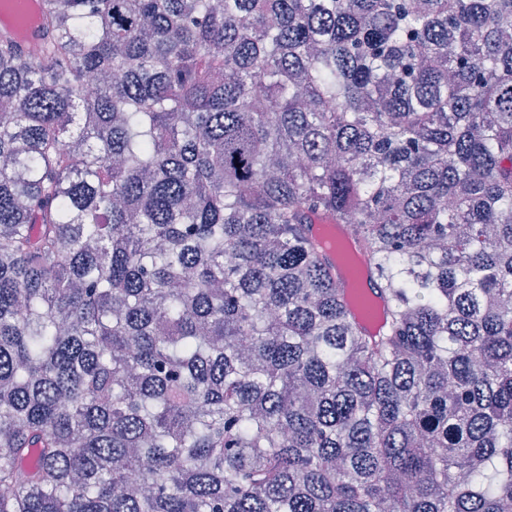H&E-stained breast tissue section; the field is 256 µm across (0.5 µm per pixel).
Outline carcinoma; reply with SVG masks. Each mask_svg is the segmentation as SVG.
Segmentation results:
<instances>
[{
	"label": "carcinoma",
	"instance_id": "obj_1",
	"mask_svg": "<svg viewBox=\"0 0 512 512\" xmlns=\"http://www.w3.org/2000/svg\"><path fill=\"white\" fill-rule=\"evenodd\" d=\"M41 15L0 41V512H505L512 0Z\"/></svg>",
	"mask_w": 512,
	"mask_h": 512
}]
</instances>
